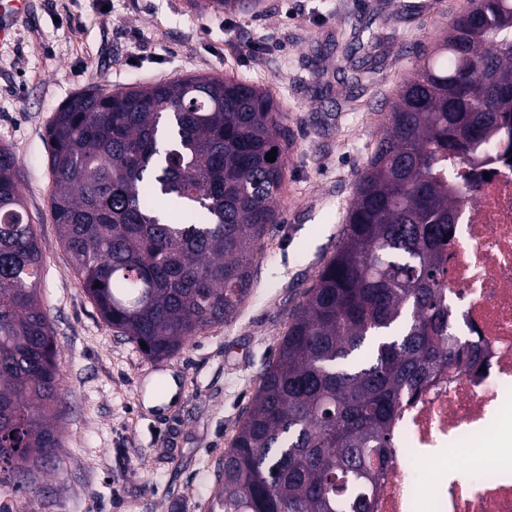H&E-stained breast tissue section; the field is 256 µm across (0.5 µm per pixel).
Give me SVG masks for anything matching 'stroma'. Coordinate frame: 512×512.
<instances>
[{
	"mask_svg": "<svg viewBox=\"0 0 512 512\" xmlns=\"http://www.w3.org/2000/svg\"><path fill=\"white\" fill-rule=\"evenodd\" d=\"M467 0H261L256 12L191 0H29L0 44V143L19 161L43 266L37 286L61 363L62 462L42 496L13 512H205L217 467L259 378L332 255L357 173L400 84ZM362 22L383 42L374 73H336L334 44ZM325 74L314 81L316 62ZM235 76L268 89L288 119L280 221L253 260L254 286L232 321L178 353L146 357L118 336L82 288L50 215L46 131L87 87Z\"/></svg>",
	"mask_w": 512,
	"mask_h": 512,
	"instance_id": "obj_1",
	"label": "stroma"
}]
</instances>
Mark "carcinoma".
<instances>
[{"mask_svg": "<svg viewBox=\"0 0 512 512\" xmlns=\"http://www.w3.org/2000/svg\"><path fill=\"white\" fill-rule=\"evenodd\" d=\"M243 14L255 0H192ZM336 49L374 71L360 31ZM404 82L336 250L293 315L219 464L208 512H372L403 399L480 345L452 330L442 250L460 190L443 163L512 124V0L466 9ZM269 90L192 76L71 98L47 130L51 215L103 320L162 360L252 287L291 131ZM276 150L273 162L266 160ZM41 250L0 144V495H38L59 458L60 366L37 295Z\"/></svg>", "mask_w": 512, "mask_h": 512, "instance_id": "1", "label": "carcinoma"}]
</instances>
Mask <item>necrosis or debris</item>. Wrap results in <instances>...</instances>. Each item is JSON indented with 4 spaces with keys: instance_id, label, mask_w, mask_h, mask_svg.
I'll return each instance as SVG.
<instances>
[{
    "instance_id": "obj_1",
    "label": "necrosis or debris",
    "mask_w": 512,
    "mask_h": 512,
    "mask_svg": "<svg viewBox=\"0 0 512 512\" xmlns=\"http://www.w3.org/2000/svg\"><path fill=\"white\" fill-rule=\"evenodd\" d=\"M478 153L481 163L460 158L449 166L462 193L441 286L484 354L406 399L374 512H512V133ZM485 440L490 455L471 452ZM456 453L465 456L463 468L448 462Z\"/></svg>"
}]
</instances>
